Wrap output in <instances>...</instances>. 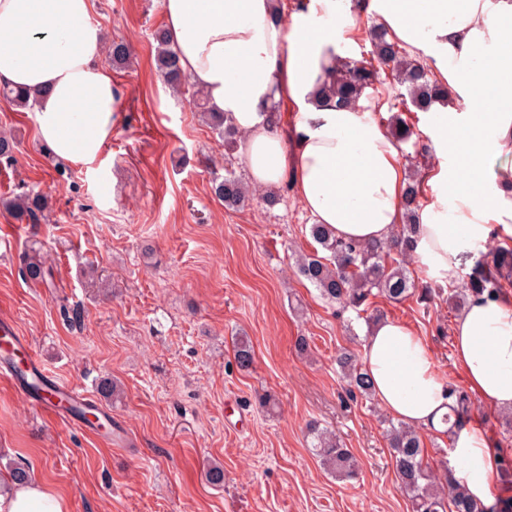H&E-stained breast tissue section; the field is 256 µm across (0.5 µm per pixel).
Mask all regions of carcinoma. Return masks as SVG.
<instances>
[{
	"instance_id": "carcinoma-1",
	"label": "carcinoma",
	"mask_w": 512,
	"mask_h": 512,
	"mask_svg": "<svg viewBox=\"0 0 512 512\" xmlns=\"http://www.w3.org/2000/svg\"><path fill=\"white\" fill-rule=\"evenodd\" d=\"M368 36L372 59L336 60V67L324 80L319 95L335 101L339 106H345L358 102L368 89L382 95L386 88L399 85L406 89L407 95L401 96L399 103L391 104V108L400 105L404 112L408 111L409 104L425 112L433 103L448 98L447 88L433 78L423 64L390 42L384 29L374 25L369 28ZM155 40L158 44L157 71L172 90H185L189 78L182 72L166 32L156 31ZM377 63L387 67L388 82L380 81L375 67ZM195 95L202 114L224 136L225 155L234 154L241 140L239 131L229 118L207 106V99L202 92L197 91ZM0 97L22 109H32L36 103V96L9 86H0ZM388 127L399 143L411 144L413 152L408 154L409 159H415L420 152L427 151L426 146L411 140V125L401 115H392ZM213 192L216 198L224 202V207L229 209L239 208L251 199V190L246 182L231 172L214 181ZM420 196L419 182L415 181L409 185L404 224L389 240L358 245L336 238L334 232L324 224L311 225L310 236L327 255L321 256L317 251L301 255L296 262L297 274L317 288L324 299L337 304L343 312L349 309L358 314L366 312L372 297L381 296L395 303L408 299L416 288L407 270L413 249L408 229L415 224ZM0 206L29 224L47 220L48 203L38 193H22L5 198L0 201ZM24 275L46 285L51 282V270L40 255L33 256L25 264ZM507 287H512V249L502 247L489 258L484 255L476 258L464 291H449L448 303L452 310L460 312L466 307L470 296L484 292L498 295ZM234 359L242 370L253 366L255 353L247 338L237 339ZM336 362L349 392L373 400L372 381L362 370L356 355L351 351H343L337 356ZM450 416L454 417L448 427V438L451 439L456 429L466 425L471 418V402L466 393L455 391V403ZM309 433L324 468L341 480L355 477L356 459L343 446L336 433L316 424L310 425ZM387 437L393 451L396 474L409 495L412 512H447L450 504L454 512H512V498H497L490 506L471 499L450 468L445 478L446 488L439 487L440 479L424 464L422 437L412 427L392 423L387 428Z\"/></svg>"
}]
</instances>
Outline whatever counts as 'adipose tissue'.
<instances>
[{
  "label": "adipose tissue",
  "instance_id": "obj_1",
  "mask_svg": "<svg viewBox=\"0 0 512 512\" xmlns=\"http://www.w3.org/2000/svg\"><path fill=\"white\" fill-rule=\"evenodd\" d=\"M179 65L243 133L258 188L291 179L313 223L356 244L389 239L408 186L401 145L367 99L336 106L316 92L346 50L365 10L410 57L448 88L424 115L436 163L425 174L414 255L444 280L466 246L512 239V0H162ZM91 0H0V84L38 97L37 132L57 159L92 163L112 134L121 97L100 62L103 35ZM288 108L292 121L271 129ZM454 356L471 393L512 410V293L471 296L454 322ZM361 363L375 400L421 434L445 433L453 401L423 339L402 321L377 320ZM456 477L490 503L499 477L494 448L470 426L451 450ZM0 512H65L39 480L0 476Z\"/></svg>",
  "mask_w": 512,
  "mask_h": 512
}]
</instances>
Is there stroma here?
<instances>
[{"label":"stroma","mask_w":512,"mask_h":512,"mask_svg":"<svg viewBox=\"0 0 512 512\" xmlns=\"http://www.w3.org/2000/svg\"><path fill=\"white\" fill-rule=\"evenodd\" d=\"M91 19L105 43L130 49L125 66L100 59L122 109L93 163H59L37 136L35 113L0 100V130L17 142L13 160L0 159V196L33 190L51 208L42 224L0 209V228L14 233L0 249V318L16 323L51 375L122 421L133 443L102 446L0 382V468H25L67 512H412L387 412L350 394L336 365L341 351H362L368 323L292 272L315 243L290 184L276 186L275 207L225 208L212 181L228 164L245 175L244 160L226 157L192 90L173 94L159 76L161 0H93ZM34 248L53 267V287L22 274ZM408 269L415 297H378L370 312L409 323L439 373L465 388L448 291L417 264ZM62 303L76 322L60 319ZM237 336L253 345L251 370L234 362ZM300 336L309 341L303 353ZM107 377L121 383L120 399L100 394ZM263 393L275 411L259 407ZM313 422L336 430L356 456V480L323 469L308 437ZM214 464L223 485L206 479Z\"/></svg>","instance_id":"stroma-1"}]
</instances>
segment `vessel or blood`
<instances>
[{
	"mask_svg": "<svg viewBox=\"0 0 512 512\" xmlns=\"http://www.w3.org/2000/svg\"><path fill=\"white\" fill-rule=\"evenodd\" d=\"M0 381L8 383L43 415L81 422L87 432L110 447L125 448L130 444L121 426H112L105 433L96 421L81 418L79 410L89 404V397L52 378L28 338L7 319L0 320Z\"/></svg>",
	"mask_w": 512,
	"mask_h": 512,
	"instance_id": "b4317fda",
	"label": "vessel or blood"
}]
</instances>
